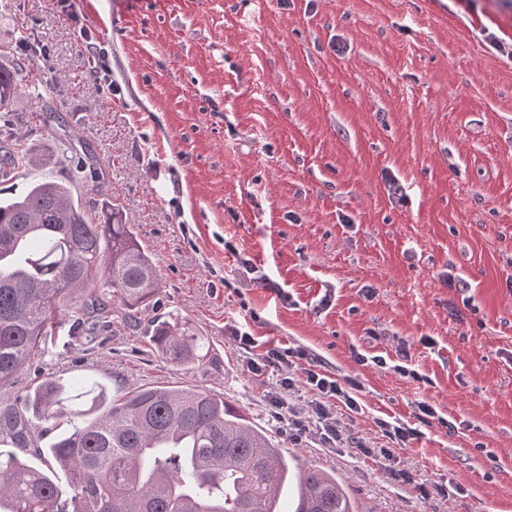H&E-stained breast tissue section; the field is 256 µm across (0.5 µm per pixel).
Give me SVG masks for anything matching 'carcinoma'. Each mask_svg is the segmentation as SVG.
<instances>
[{"instance_id": "cac0c4a2", "label": "carcinoma", "mask_w": 512, "mask_h": 512, "mask_svg": "<svg viewBox=\"0 0 512 512\" xmlns=\"http://www.w3.org/2000/svg\"><path fill=\"white\" fill-rule=\"evenodd\" d=\"M18 88L16 72L0 65V108ZM34 162L28 148L0 145L1 180ZM70 162L67 173L0 199V388L14 386L64 337L94 349L112 324V300L135 319L159 293L131 225L95 200L93 161ZM151 343L176 366L214 362L210 341L177 318L157 322ZM38 423L53 434L44 447L34 438ZM31 448L46 468L30 464ZM291 485L295 512H358L343 479L322 469L294 472L279 443L207 389L152 385L111 395L95 380L48 375L0 402V512H279Z\"/></svg>"}]
</instances>
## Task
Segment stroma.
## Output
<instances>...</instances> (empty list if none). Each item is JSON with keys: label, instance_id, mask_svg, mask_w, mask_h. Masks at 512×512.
<instances>
[{"label": "stroma", "instance_id": "stroma-1", "mask_svg": "<svg viewBox=\"0 0 512 512\" xmlns=\"http://www.w3.org/2000/svg\"><path fill=\"white\" fill-rule=\"evenodd\" d=\"M89 41L120 93L85 71ZM0 65L21 79L15 135L45 160L0 191L60 173L61 143L88 144L103 199L161 280L139 319L93 351L58 348L20 386L61 372L212 390L292 466L345 480L359 512H512V0H74L69 15L60 0H0ZM243 258L267 282L246 280ZM243 302L254 335L361 383L352 436L389 446L378 420L414 427L417 403L434 405L439 421L395 451L413 483L274 417L271 393L298 409L311 394L251 378L224 334ZM173 316L210 339L213 365L186 371L153 349L148 330ZM401 338L419 380L393 369ZM426 481L463 494L421 498Z\"/></svg>", "mask_w": 512, "mask_h": 512}]
</instances>
